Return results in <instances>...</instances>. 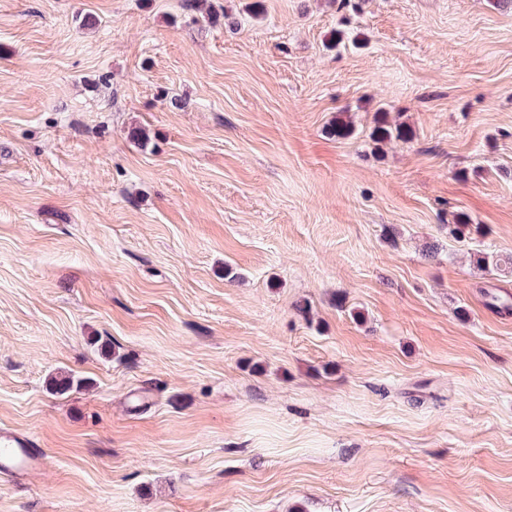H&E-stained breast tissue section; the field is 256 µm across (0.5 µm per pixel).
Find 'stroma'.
<instances>
[{
	"instance_id": "1",
	"label": "stroma",
	"mask_w": 512,
	"mask_h": 512,
	"mask_svg": "<svg viewBox=\"0 0 512 512\" xmlns=\"http://www.w3.org/2000/svg\"><path fill=\"white\" fill-rule=\"evenodd\" d=\"M249 2L0 0V512H512V0ZM374 122L375 126L370 134L374 143H381L392 139L401 141L412 139L410 128L401 123H391L388 118V112H376ZM34 438L0 430V473L22 475L42 471L47 466L46 453L38 450Z\"/></svg>"
}]
</instances>
